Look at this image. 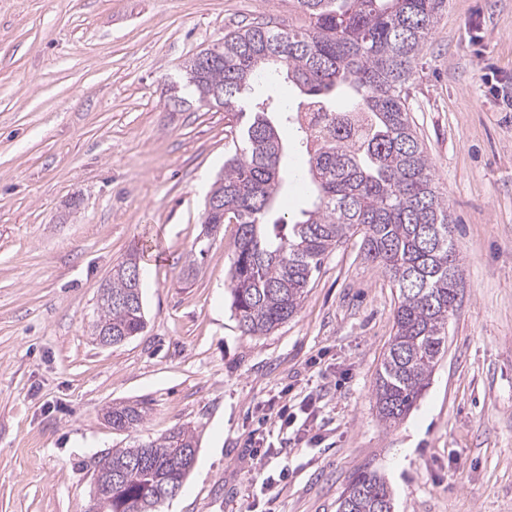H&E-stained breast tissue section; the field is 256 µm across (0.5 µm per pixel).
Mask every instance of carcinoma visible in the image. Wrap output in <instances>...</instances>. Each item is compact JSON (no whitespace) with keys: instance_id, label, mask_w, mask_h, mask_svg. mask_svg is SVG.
Returning a JSON list of instances; mask_svg holds the SVG:
<instances>
[{"instance_id":"1","label":"carcinoma","mask_w":512,"mask_h":512,"mask_svg":"<svg viewBox=\"0 0 512 512\" xmlns=\"http://www.w3.org/2000/svg\"><path fill=\"white\" fill-rule=\"evenodd\" d=\"M286 27L255 23L224 33L211 63L186 65L201 104L224 108V173L208 199L224 215L204 223L237 225L229 269L231 310L242 334L263 336L294 317L324 259L353 236L364 258L399 291L394 334L375 382L380 420H402L423 395L445 351L456 310L460 263L448 209L407 104L416 58L445 0H290ZM282 75L298 91L288 104L270 97L242 112L261 79ZM295 131L308 168L289 176L271 115ZM309 202L280 212L288 186ZM130 253L102 287L92 333L109 329L112 344L146 327L142 281ZM145 402L110 407L112 428L128 431L148 416ZM196 447L184 426L98 458L93 479L109 490L101 512H158L191 469ZM394 496L375 472L348 482L337 512H394Z\"/></svg>"}]
</instances>
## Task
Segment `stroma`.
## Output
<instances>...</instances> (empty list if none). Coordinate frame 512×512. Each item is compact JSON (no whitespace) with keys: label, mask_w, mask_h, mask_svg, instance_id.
Listing matches in <instances>:
<instances>
[{"label":"stroma","mask_w":512,"mask_h":512,"mask_svg":"<svg viewBox=\"0 0 512 512\" xmlns=\"http://www.w3.org/2000/svg\"><path fill=\"white\" fill-rule=\"evenodd\" d=\"M293 16L289 0H0V512H88L102 453L182 425L196 459L161 512H336L361 471L395 512H512V0H447L410 81L462 281L430 384L390 427L374 389L399 292L358 239L292 319L245 336L237 227L203 224L224 111L184 89L185 64ZM132 251L146 328L103 346L99 287ZM135 401L144 423L113 430L107 408Z\"/></svg>","instance_id":"stroma-1"}]
</instances>
